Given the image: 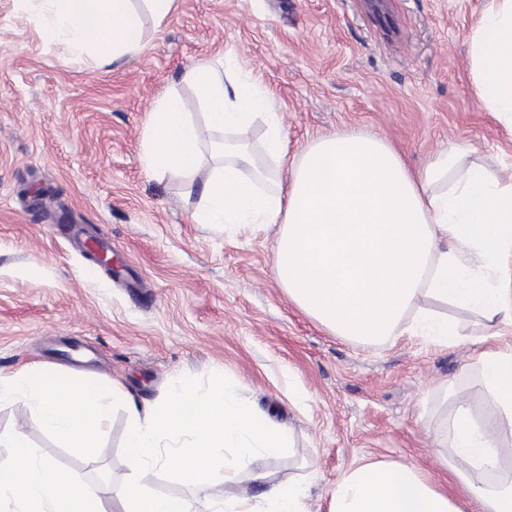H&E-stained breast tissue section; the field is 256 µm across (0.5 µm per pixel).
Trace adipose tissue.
Instances as JSON below:
<instances>
[{"mask_svg":"<svg viewBox=\"0 0 512 512\" xmlns=\"http://www.w3.org/2000/svg\"><path fill=\"white\" fill-rule=\"evenodd\" d=\"M49 36H65L74 53L93 51L98 63L135 55L144 30L133 0H41ZM475 93L486 111L512 128V0H488L469 35ZM206 106L193 121L175 94L159 98L145 144L150 169L196 173L201 147L215 131L239 130L255 119L268 126L266 154L283 164L275 101L233 65L201 61L183 75ZM221 157L192 219L197 224H276L274 269L289 297L341 336L378 341L401 326L443 343L454 323L416 310L430 296L480 312L512 316V180L465 165L466 151H441L421 172L408 170L376 136L319 140L290 169L287 191L269 189V170L256 165L243 143H218ZM477 367L497 423L479 424L457 401L451 419L450 468L467 483L479 512H512V483L488 487L512 446L499 427L512 429V349L481 353ZM90 377L73 381L33 364L0 375V403L25 398L44 429L89 460L110 399ZM126 446L128 476L108 492L60 471L25 437L10 440L12 459L0 462V512H197L193 498L149 491L140 473L175 469L188 483L219 482L210 512H309L304 484L283 481L252 499L231 490L232 474L249 471L265 481L261 461L283 455L287 433L224 384L174 386L163 403L132 410ZM331 512H462L448 492L432 487L404 462L365 463L348 469L331 493Z\"/></svg>","mask_w":512,"mask_h":512,"instance_id":"obj_1","label":"adipose tissue"}]
</instances>
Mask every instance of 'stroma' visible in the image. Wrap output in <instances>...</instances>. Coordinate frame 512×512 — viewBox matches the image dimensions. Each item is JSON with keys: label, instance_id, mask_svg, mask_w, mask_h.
<instances>
[{"label": "stroma", "instance_id": "obj_1", "mask_svg": "<svg viewBox=\"0 0 512 512\" xmlns=\"http://www.w3.org/2000/svg\"><path fill=\"white\" fill-rule=\"evenodd\" d=\"M134 4L142 52L101 67L48 37L19 0H0V373L38 363L128 394L114 401L94 462L47 434L23 402L0 404V461L20 433L62 471L122 480L128 402L221 378L288 432L292 450L265 463L267 480L309 484L310 512H330V491L353 463L392 461L475 512L445 466L448 420L464 399L493 422L474 363L512 346V320L491 325L422 297L418 306L456 323L453 344L336 335L278 280L274 230L194 223L214 169L209 146L190 178L148 170L144 154L153 103L178 93L203 121L181 75L230 56L276 101L289 161L320 138L366 133L414 172L451 147L498 172L512 165V133L475 96L468 40L487 0H174L160 22L145 0ZM78 230L111 240L128 278L88 260ZM141 482L201 510L215 494L160 468Z\"/></svg>", "mask_w": 512, "mask_h": 512}]
</instances>
